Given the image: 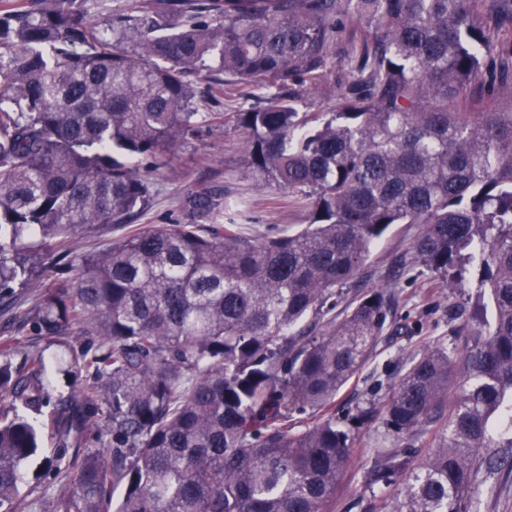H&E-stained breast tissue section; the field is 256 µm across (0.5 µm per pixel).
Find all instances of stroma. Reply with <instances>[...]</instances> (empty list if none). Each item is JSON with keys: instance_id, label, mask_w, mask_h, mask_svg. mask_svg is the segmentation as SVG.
Here are the masks:
<instances>
[{"instance_id": "35a3bbf8", "label": "stroma", "mask_w": 512, "mask_h": 512, "mask_svg": "<svg viewBox=\"0 0 512 512\" xmlns=\"http://www.w3.org/2000/svg\"><path fill=\"white\" fill-rule=\"evenodd\" d=\"M356 46L355 30L346 28L335 48V63L320 89L300 93V111H335L344 74L340 63ZM491 73L493 86L473 83L463 98L449 102V109L511 111L512 58L494 53ZM233 88L232 76L217 70L205 72L197 84L195 107L200 112L223 113L224 125L201 126L178 146L174 167L155 176L150 202L131 221V228L210 224V217L193 213L183 205L188 194L198 191H209L220 198L249 199V208L238 218L247 237L295 230L304 223L305 209L289 203L280 190L258 187L244 179L247 155L234 115L252 107L253 102L236 96ZM418 232L415 224L392 225L374 245L365 269L366 286L384 285L394 291L395 328L382 336L373 356L336 397V419L349 430L354 452L336 492L334 512H387L393 489L370 483L378 439H386L388 447L413 452L428 448L431 437L427 434L401 437L387 432L382 407L413 355L438 343L460 347L466 342L460 312L477 292L478 273H471L465 286L451 293L437 287L433 274L426 268L409 264L397 274L389 272L394 261L408 251ZM36 298L37 291L33 288H19L14 294L0 298V339H13L16 345L11 357L13 364H20L34 354L44 356L51 366L52 397L57 400L68 396L72 389V379L63 370V348L35 336L30 328H18L14 321L17 307L31 306ZM362 408L374 411L365 423L357 419ZM57 453L54 439L45 437L42 447L23 468L22 493L31 505L30 512H47L62 488L61 477L50 464ZM479 495L481 512H512V457L481 486Z\"/></svg>"}]
</instances>
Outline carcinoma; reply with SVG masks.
<instances>
[{
	"instance_id": "carcinoma-1",
	"label": "carcinoma",
	"mask_w": 512,
	"mask_h": 512,
	"mask_svg": "<svg viewBox=\"0 0 512 512\" xmlns=\"http://www.w3.org/2000/svg\"><path fill=\"white\" fill-rule=\"evenodd\" d=\"M85 5L0 9V295L43 288L18 319L83 377L49 415L72 449L50 512H331L353 452L332 409L396 296L328 314L394 224L421 226L411 258L450 288L478 263L482 292L465 348L417 353L383 406L432 448L375 449L372 481H402L390 512H480L512 448V112L448 110L497 50L477 0H140L102 27ZM348 23L362 46L338 108L299 111L294 87L320 88ZM210 69L263 94L236 113L245 175L288 191L307 224L253 239L232 222L147 226L76 252L145 209L199 122L224 125L195 111ZM13 351L0 341V512H25L50 399L43 358L14 368ZM89 434L105 452L81 451Z\"/></svg>"
}]
</instances>
